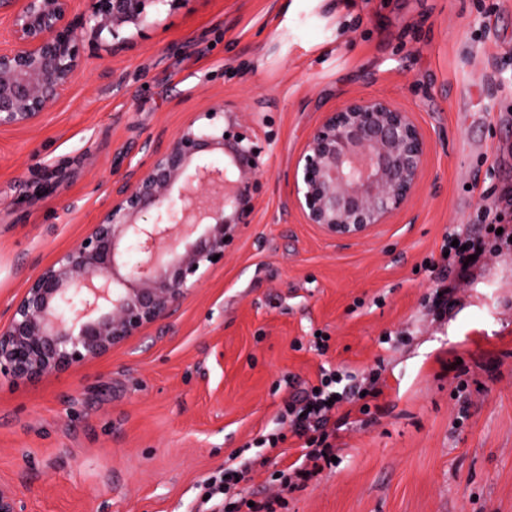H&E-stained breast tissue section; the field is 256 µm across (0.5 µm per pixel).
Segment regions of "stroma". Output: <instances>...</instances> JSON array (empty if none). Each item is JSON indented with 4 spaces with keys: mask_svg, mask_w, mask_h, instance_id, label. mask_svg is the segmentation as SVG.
<instances>
[{
    "mask_svg": "<svg viewBox=\"0 0 512 512\" xmlns=\"http://www.w3.org/2000/svg\"><path fill=\"white\" fill-rule=\"evenodd\" d=\"M356 97L411 112L428 146L409 205L343 245L291 184L325 112ZM221 98L268 143L253 224L170 317L32 384L0 376V482L24 512H195L231 454L237 490L285 512H512V0H183L132 45L88 58L33 127L0 129V326L110 202L109 182ZM482 240L434 306L448 229ZM329 335L319 353L310 340ZM376 372L342 404L337 462L301 491L253 447L321 368Z\"/></svg>",
    "mask_w": 512,
    "mask_h": 512,
    "instance_id": "35a3bbf8",
    "label": "stroma"
}]
</instances>
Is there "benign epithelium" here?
<instances>
[{
	"label": "benign epithelium",
	"mask_w": 512,
	"mask_h": 512,
	"mask_svg": "<svg viewBox=\"0 0 512 512\" xmlns=\"http://www.w3.org/2000/svg\"><path fill=\"white\" fill-rule=\"evenodd\" d=\"M72 2L0 0L11 33L0 48V129L36 125L88 57L116 53L128 28L150 26L179 0H84L79 13ZM264 153L238 113L214 99L111 183L96 224L12 306L0 328V375L26 384L66 371L167 317L253 223ZM426 154L410 112L383 98L352 99L310 134L294 170V203L326 237L360 241L408 205ZM0 512H22L2 484Z\"/></svg>",
	"instance_id": "1"
}]
</instances>
